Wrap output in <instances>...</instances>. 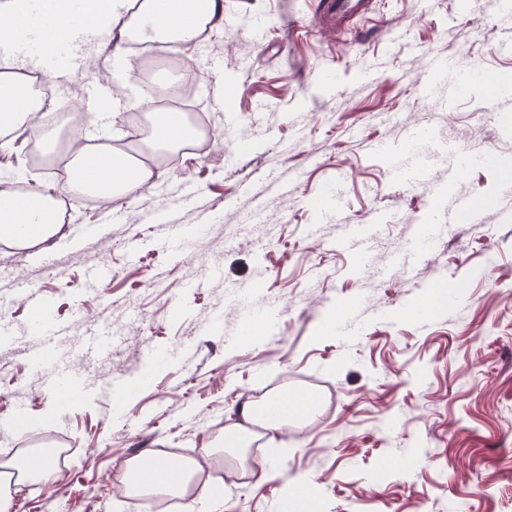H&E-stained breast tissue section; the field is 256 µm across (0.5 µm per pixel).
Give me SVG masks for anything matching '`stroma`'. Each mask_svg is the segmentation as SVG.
Wrapping results in <instances>:
<instances>
[{
	"label": "stroma",
	"instance_id": "1",
	"mask_svg": "<svg viewBox=\"0 0 512 512\" xmlns=\"http://www.w3.org/2000/svg\"><path fill=\"white\" fill-rule=\"evenodd\" d=\"M317 2L224 0L222 25L189 49L203 74L195 105L209 146L157 164L135 196L111 207L71 201L41 255L0 242V320L22 335L0 341V450H60L56 485L24 486L16 512H152L151 500L119 494L128 459L200 456L242 400L287 391L315 393L317 411L267 432L258 452L301 474L306 491L286 500L279 477L259 482L223 459L214 495L192 512H275L282 502L290 512H512V209L501 203L512 196V112L487 111L477 82L449 110L436 105L443 88L426 99L415 86L433 59L449 60L457 76L477 70L512 85V21L488 0H373L370 19L333 34ZM76 52L79 73L50 78L53 101L72 104L110 78L116 113L84 122L83 134L125 139L146 97L136 50L116 57L106 36ZM427 128L459 155L493 145L498 159L452 181L450 156L423 148V185L397 179L368 152ZM71 136L61 127L39 168L11 146L0 174L63 196L49 164ZM273 173L291 180L288 194L271 189ZM183 183L198 190L186 206L174 195ZM329 183L350 223L374 211L402 216L373 231L364 259L333 249L340 225L316 221ZM432 184L444 207L466 196L476 213L439 230L415 268H401L397 255L421 232ZM113 210L120 221H110ZM172 211L200 226L179 260L171 226L158 221ZM204 211L215 220L200 223ZM254 214L258 223L242 231ZM103 266L109 277L89 287ZM258 279L254 306L277 317L254 341L235 291ZM23 286L48 296L68 335L51 353L93 381L95 397L64 405L44 392L26 350ZM354 306L368 318L350 341L333 327ZM99 327L103 349L84 352Z\"/></svg>",
	"mask_w": 512,
	"mask_h": 512
}]
</instances>
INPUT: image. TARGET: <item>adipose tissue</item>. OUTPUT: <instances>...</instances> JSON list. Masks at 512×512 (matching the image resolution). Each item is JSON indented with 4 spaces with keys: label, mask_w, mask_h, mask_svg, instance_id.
Returning <instances> with one entry per match:
<instances>
[{
    "label": "adipose tissue",
    "mask_w": 512,
    "mask_h": 512,
    "mask_svg": "<svg viewBox=\"0 0 512 512\" xmlns=\"http://www.w3.org/2000/svg\"><path fill=\"white\" fill-rule=\"evenodd\" d=\"M83 25L72 23V0H51L46 11L33 13L30 0H0V21L9 26L21 25L40 40L44 49L51 50L62 41H82L111 33L116 52H123L128 41L163 43L181 50L195 41L205 29L214 27L224 17L222 0H83ZM24 55L14 51L0 53V131L15 130L25 125L29 115L38 107L37 97L30 81L21 70ZM86 148H77L64 168L55 170V178L74 199L85 194L96 195L109 203L134 195L151 176L141 164L130 162L115 147L99 150L97 167H90ZM61 227L60 213L54 196L48 192L31 190L15 193L0 188V241L10 246L29 250L55 237ZM257 401L238 405L236 423L228 426L223 439L206 449L200 458L174 460L182 479L156 486L126 485L123 494L166 495L186 499L207 496L209 484L200 478L218 456L230 457L243 471L253 472L262 481L276 475L285 485L297 488L302 477L289 473L287 466L267 467L252 471L249 448L259 430H279L287 427L289 416L272 413L259 418Z\"/></svg>",
    "instance_id": "1"
}]
</instances>
